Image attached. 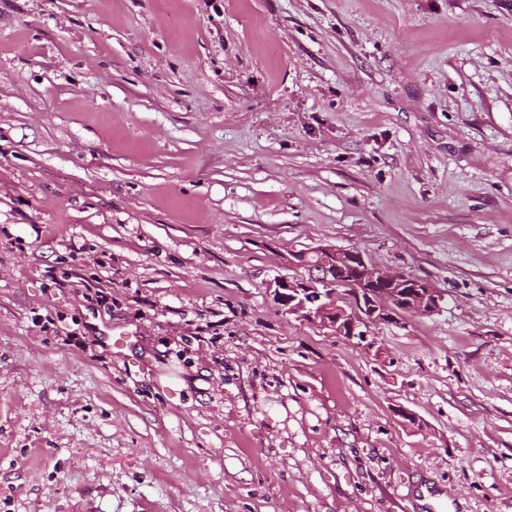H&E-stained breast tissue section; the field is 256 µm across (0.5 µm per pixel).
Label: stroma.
<instances>
[{
  "mask_svg": "<svg viewBox=\"0 0 512 512\" xmlns=\"http://www.w3.org/2000/svg\"><path fill=\"white\" fill-rule=\"evenodd\" d=\"M321 243L442 308L286 315ZM432 492L512 512V0H0V512Z\"/></svg>",
  "mask_w": 512,
  "mask_h": 512,
  "instance_id": "1",
  "label": "stroma"
}]
</instances>
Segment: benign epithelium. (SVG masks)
<instances>
[{
	"mask_svg": "<svg viewBox=\"0 0 512 512\" xmlns=\"http://www.w3.org/2000/svg\"><path fill=\"white\" fill-rule=\"evenodd\" d=\"M288 262L310 267L316 281L275 279L273 300L278 308L359 348L373 351L377 357L382 348L368 334L369 326L386 323L398 314L431 316L440 308L442 292L434 285L376 266L356 248L318 245L292 253ZM347 266L355 270L348 283L357 296H367L358 308L345 303L336 288L339 272Z\"/></svg>",
	"mask_w": 512,
	"mask_h": 512,
	"instance_id": "obj_1",
	"label": "benign epithelium"
}]
</instances>
